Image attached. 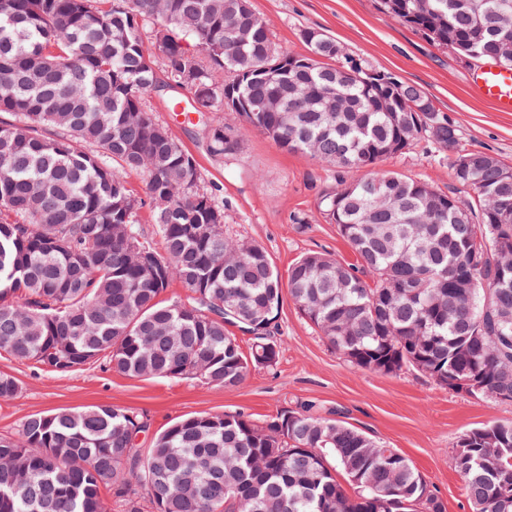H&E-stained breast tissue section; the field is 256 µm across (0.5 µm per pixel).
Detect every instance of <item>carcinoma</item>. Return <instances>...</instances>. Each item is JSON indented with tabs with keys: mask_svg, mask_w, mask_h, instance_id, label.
Masks as SVG:
<instances>
[{
	"mask_svg": "<svg viewBox=\"0 0 512 512\" xmlns=\"http://www.w3.org/2000/svg\"><path fill=\"white\" fill-rule=\"evenodd\" d=\"M504 0H381L435 45L496 59L512 44ZM192 39L196 52L183 44ZM309 55L274 51L266 23L242 0H0V351L69 372L101 361L131 377L200 378L224 388L276 365L267 321L282 301L267 251L224 235V205L199 187L194 157L143 108L159 75L185 92V120L240 113L289 152L349 171L322 196L357 263L322 253L288 270L300 313L352 366L412 368L478 400L512 402V167L457 149V129L416 85L363 59L336 58L312 28ZM210 69H204L198 55ZM233 78L220 81L216 74ZM284 111L249 112L265 100ZM209 150L237 140L210 126ZM427 138L452 151L453 184L379 168ZM140 171L144 195L126 172ZM146 207L163 241L139 232ZM178 282L189 295L165 303ZM233 325L254 335L244 354ZM19 392L0 375V401ZM110 405L34 414L0 435V512H107L101 489L142 512H446L413 463L370 434L309 410L257 423L241 414L175 422L141 457ZM453 455L471 512H512V423L466 433Z\"/></svg>",
	"mask_w": 512,
	"mask_h": 512,
	"instance_id": "cac0c4a2",
	"label": "carcinoma"
}]
</instances>
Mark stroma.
Here are the masks:
<instances>
[{
    "label": "stroma",
    "mask_w": 512,
    "mask_h": 512,
    "mask_svg": "<svg viewBox=\"0 0 512 512\" xmlns=\"http://www.w3.org/2000/svg\"><path fill=\"white\" fill-rule=\"evenodd\" d=\"M278 50L307 54L301 33L316 28L336 40L345 55L368 61L401 81L419 86L439 115L458 130L463 150H480L512 165V112L481 98L469 78L474 62L436 46L421 33L383 12L378 0H250ZM164 93L146 97L144 107L157 123L194 156L204 189L224 204L229 237L265 247L280 275L307 252L334 255L348 263L356 256L336 225L320 213L323 193L337 174L312 156L284 150L268 136L245 127L234 112H215L238 140L224 157L208 149L206 126L183 124L170 112ZM384 169L426 181L441 192L454 187L448 153L420 139L405 153L383 161ZM272 334L281 344L274 367L251 368L241 385L224 389L198 379L133 378L100 363L68 373H49L32 361L0 352V374L19 385L15 398L0 402V434L18 435L30 415L60 408L112 405L137 415L147 428L141 450L180 419L241 414L262 422L287 411L314 406L319 414L344 421L380 439L409 458L442 497L447 512H470L452 450L467 431L492 422L512 423V403L485 402L438 385L413 370L379 375L351 366L332 350L318 329L283 295Z\"/></svg>",
    "instance_id": "stroma-1"
}]
</instances>
